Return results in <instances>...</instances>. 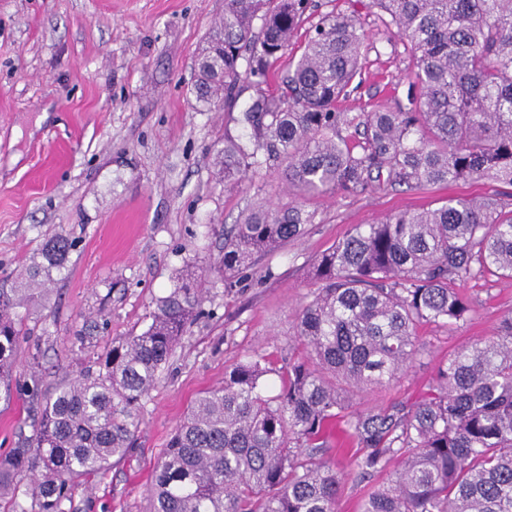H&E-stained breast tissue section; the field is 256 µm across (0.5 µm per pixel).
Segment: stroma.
<instances>
[{
    "label": "stroma",
    "mask_w": 512,
    "mask_h": 512,
    "mask_svg": "<svg viewBox=\"0 0 512 512\" xmlns=\"http://www.w3.org/2000/svg\"><path fill=\"white\" fill-rule=\"evenodd\" d=\"M368 2L312 0L302 24L308 31L329 13L360 15L362 81L344 103L353 112L407 102V52ZM223 19L224 0H0V290L18 287L54 234L76 243L41 303L18 311L22 387L0 389V455L32 435L39 395L145 331L180 272L194 261L204 268L202 313L144 399L134 448L79 482L65 512H150L153 471L191 402L222 386L225 370L247 355L261 353L280 370L301 354L292 335L313 289L310 265L353 225L451 196L512 191L482 180L309 197L315 221L306 233L225 286V226L288 193L271 172L233 186L218 174L216 151L225 136L247 139L238 111L256 95L245 88L234 112L196 97L197 60ZM462 291L470 319L421 329L408 370L354 409L411 405L450 352L494 336L512 314V281L488 276ZM78 336L85 343L75 351Z\"/></svg>",
    "instance_id": "35a3bbf8"
}]
</instances>
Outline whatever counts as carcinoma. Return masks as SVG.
<instances>
[{
  "mask_svg": "<svg viewBox=\"0 0 512 512\" xmlns=\"http://www.w3.org/2000/svg\"><path fill=\"white\" fill-rule=\"evenodd\" d=\"M410 48L409 106L349 112L366 35L358 15L330 14L291 60L275 94L243 112L248 141L224 138V181L278 172L286 204L260 202L224 230V281L314 223L303 200L375 188L422 190L468 180L512 186V0H370ZM309 0H224V20L202 51L197 97L231 111L241 85L260 86L293 47ZM259 31H254L255 20ZM73 248L45 244L36 287L0 290V384L10 387L20 329L15 309L35 303ZM512 278V193L459 197L356 224L313 260L315 285L294 325L306 353L288 359L278 394L254 353L202 392L171 436L152 482L154 512H336L346 474L323 440L346 420L362 453L355 476H395L361 512H512V316L496 335L453 351L410 406L348 411L353 396L403 373L422 326L469 320L460 286ZM195 267L156 300L148 328L106 350L99 369L66 380L44 400L33 434L0 457V498L19 485L38 512H65L76 480L125 458L142 401L201 310Z\"/></svg>",
  "mask_w": 512,
  "mask_h": 512,
  "instance_id": "carcinoma-1",
  "label": "carcinoma"
}]
</instances>
